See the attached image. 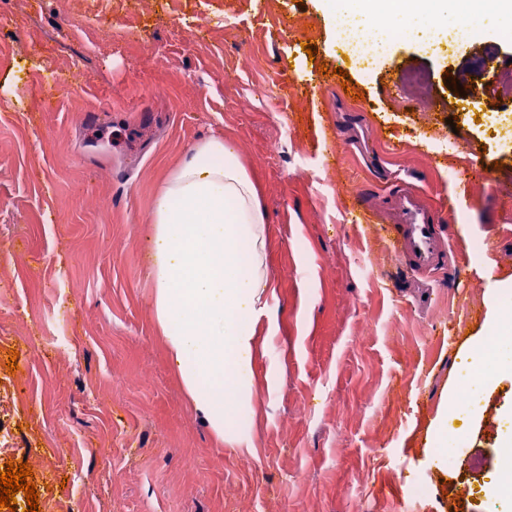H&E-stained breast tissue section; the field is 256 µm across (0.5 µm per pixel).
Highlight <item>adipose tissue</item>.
<instances>
[{
  "instance_id": "ef3b65f1",
  "label": "adipose tissue",
  "mask_w": 512,
  "mask_h": 512,
  "mask_svg": "<svg viewBox=\"0 0 512 512\" xmlns=\"http://www.w3.org/2000/svg\"><path fill=\"white\" fill-rule=\"evenodd\" d=\"M381 17L437 18L453 0H345ZM150 276L156 323L195 411L225 444L251 437L256 325L274 295L256 183L223 135L199 142L153 199Z\"/></svg>"
}]
</instances>
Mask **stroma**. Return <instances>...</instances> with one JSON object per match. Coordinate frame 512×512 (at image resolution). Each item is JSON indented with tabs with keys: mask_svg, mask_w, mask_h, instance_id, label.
I'll list each match as a JSON object with an SVG mask.
<instances>
[{
	"mask_svg": "<svg viewBox=\"0 0 512 512\" xmlns=\"http://www.w3.org/2000/svg\"><path fill=\"white\" fill-rule=\"evenodd\" d=\"M76 8L111 30L98 50L70 28ZM336 21L326 0H0V466L30 465L41 512H498L486 488L512 372L480 387L464 350L512 278V140L459 107L475 80L483 112L512 110L498 88L512 27L486 15L437 52L424 21L397 12L368 65L347 58ZM75 63L81 91L45 108L43 86ZM268 84L275 100L252 96ZM91 111L111 141H95ZM219 132L259 185L274 283L247 448L195 412L152 303L153 198ZM471 165L493 179L462 178ZM404 181L453 235L447 272L427 282L356 221L361 194ZM452 388L483 412H449L440 471L426 430Z\"/></svg>",
	"mask_w": 512,
	"mask_h": 512,
	"instance_id": "obj_1",
	"label": "stroma"
}]
</instances>
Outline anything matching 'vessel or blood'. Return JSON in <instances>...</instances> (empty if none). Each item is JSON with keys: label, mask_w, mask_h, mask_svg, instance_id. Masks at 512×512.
Masks as SVG:
<instances>
[{"label": "vessel or blood", "mask_w": 512, "mask_h": 512, "mask_svg": "<svg viewBox=\"0 0 512 512\" xmlns=\"http://www.w3.org/2000/svg\"><path fill=\"white\" fill-rule=\"evenodd\" d=\"M385 205L372 195L360 197L359 219L382 222L385 240L398 265L407 272L429 277L449 263L450 237L442 230L438 213L427 206L421 192L411 183L388 191Z\"/></svg>", "instance_id": "vessel-or-blood-1"}]
</instances>
